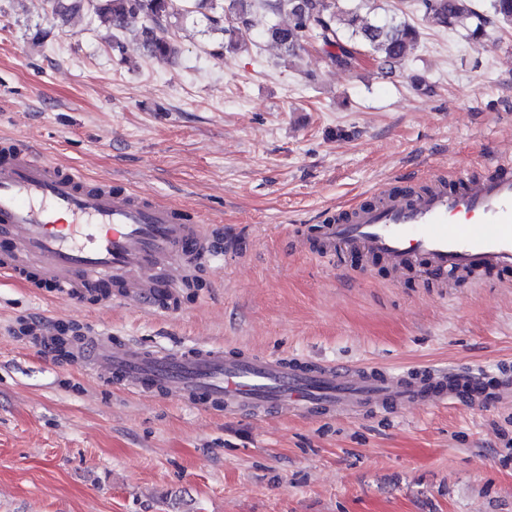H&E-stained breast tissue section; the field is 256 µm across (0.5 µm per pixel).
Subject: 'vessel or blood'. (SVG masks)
Instances as JSON below:
<instances>
[{
	"mask_svg": "<svg viewBox=\"0 0 512 512\" xmlns=\"http://www.w3.org/2000/svg\"><path fill=\"white\" fill-rule=\"evenodd\" d=\"M376 204L326 216L315 254L343 251L385 259L398 271L425 261L430 277L512 266V157L480 178L438 179L418 191L391 181ZM224 231L183 206L115 188L32 147L0 141V276L82 306L98 298L145 314L169 310L175 289L224 261ZM32 347L60 357L52 321L31 318ZM72 363L98 364L126 391L175 398L208 411L261 419L269 415L361 418L412 406H481L512 402V386L488 391L463 369L426 366L395 371L372 365L313 364L220 347L146 350L81 332Z\"/></svg>",
	"mask_w": 512,
	"mask_h": 512,
	"instance_id": "1",
	"label": "vessel or blood"
}]
</instances>
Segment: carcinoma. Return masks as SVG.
<instances>
[{"label":"carcinoma","instance_id":"carcinoma-1","mask_svg":"<svg viewBox=\"0 0 512 512\" xmlns=\"http://www.w3.org/2000/svg\"><path fill=\"white\" fill-rule=\"evenodd\" d=\"M53 13L65 18L80 10L83 0H48ZM190 0H88L94 19L112 30L124 31L129 23L142 18L141 45L151 58L164 62L178 53L170 30L178 27L184 15L191 13ZM423 17L443 29L464 27L470 37L480 39L492 24L512 26V0H489L478 10L474 0H421ZM210 27L224 34L217 54L237 51L247 43L257 14L286 16L285 23H269L265 34L278 46L288 61H293L315 41L327 64L338 70L361 67L356 53L369 54L381 68L392 71L418 48V26L394 14L372 18L361 8L344 6L339 0H210Z\"/></svg>","mask_w":512,"mask_h":512}]
</instances>
